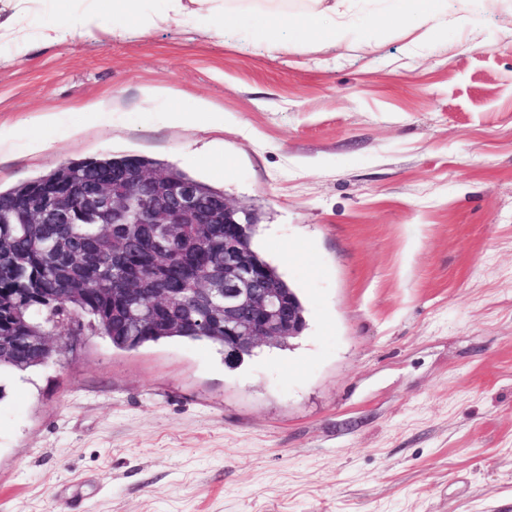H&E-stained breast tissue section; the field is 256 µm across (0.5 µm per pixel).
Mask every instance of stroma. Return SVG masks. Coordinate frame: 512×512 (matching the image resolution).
<instances>
[{
  "label": "stroma",
  "instance_id": "1",
  "mask_svg": "<svg viewBox=\"0 0 512 512\" xmlns=\"http://www.w3.org/2000/svg\"><path fill=\"white\" fill-rule=\"evenodd\" d=\"M435 27L378 0L270 48L255 15L143 32L0 0V190L172 166L255 213L307 320L237 368L81 321L61 362L0 378V512H512V0Z\"/></svg>",
  "mask_w": 512,
  "mask_h": 512
}]
</instances>
